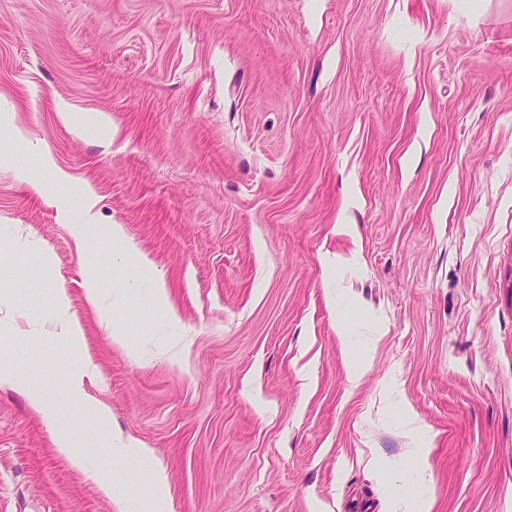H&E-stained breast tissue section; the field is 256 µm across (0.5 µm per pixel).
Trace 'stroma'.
Segmentation results:
<instances>
[{
	"instance_id": "obj_1",
	"label": "stroma",
	"mask_w": 512,
	"mask_h": 512,
	"mask_svg": "<svg viewBox=\"0 0 512 512\" xmlns=\"http://www.w3.org/2000/svg\"><path fill=\"white\" fill-rule=\"evenodd\" d=\"M0 360V512H512V0H0ZM55 325L57 329L56 337L61 338L71 344L77 345L80 340L81 329L69 313L64 296L59 295L56 301ZM91 371L90 361L73 371L67 380L66 395L70 402L84 406L95 422L103 427L106 412L94 403L85 389V379L90 376ZM24 387L28 392L31 402L40 410L45 421L57 429L58 451L67 457L73 466L83 469V458L73 448L71 431L67 427L60 425V407L58 403L39 387L29 384H26Z\"/></svg>"
}]
</instances>
